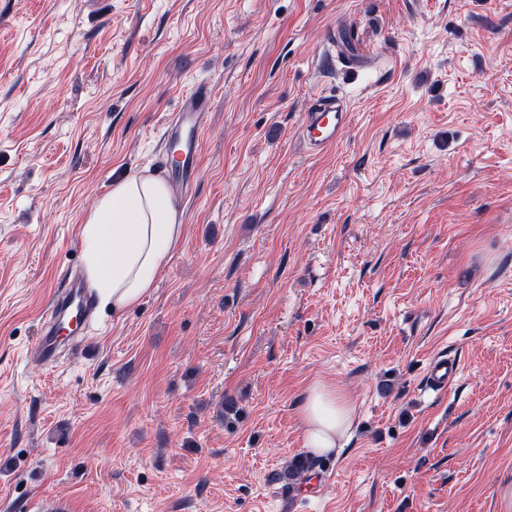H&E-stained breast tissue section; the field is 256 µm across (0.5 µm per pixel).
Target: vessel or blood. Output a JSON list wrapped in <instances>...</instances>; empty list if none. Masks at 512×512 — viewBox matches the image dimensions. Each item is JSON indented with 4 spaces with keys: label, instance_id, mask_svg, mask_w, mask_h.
<instances>
[{
    "label": "vessel or blood",
    "instance_id": "obj_1",
    "mask_svg": "<svg viewBox=\"0 0 512 512\" xmlns=\"http://www.w3.org/2000/svg\"><path fill=\"white\" fill-rule=\"evenodd\" d=\"M343 63L353 72L366 65L363 54L340 55L335 37H328L327 47L317 63L325 69ZM212 97L209 81H196L182 96L177 111L167 117L162 137L168 156L177 170L183 188H191L199 164V144L206 124ZM351 120L348 97L333 91L319 95L306 109L300 126V136L312 153H322L334 146L346 131ZM95 306L78 277L68 278L55 292L50 310L42 325L33 354L42 363L56 364L69 335L85 332L93 320ZM460 367L455 356L442 352L433 357L426 368V388L443 393L453 387Z\"/></svg>",
    "mask_w": 512,
    "mask_h": 512
}]
</instances>
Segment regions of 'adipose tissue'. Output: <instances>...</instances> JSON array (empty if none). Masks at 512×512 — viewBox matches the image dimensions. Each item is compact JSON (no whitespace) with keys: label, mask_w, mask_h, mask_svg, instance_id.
<instances>
[{"label":"adipose tissue","mask_w":512,"mask_h":512,"mask_svg":"<svg viewBox=\"0 0 512 512\" xmlns=\"http://www.w3.org/2000/svg\"><path fill=\"white\" fill-rule=\"evenodd\" d=\"M183 212L164 176L143 168L115 181L81 230L84 280L100 309L120 314L154 288L184 237ZM355 407L335 387L313 382L300 409L304 448L339 452Z\"/></svg>","instance_id":"1"}]
</instances>
